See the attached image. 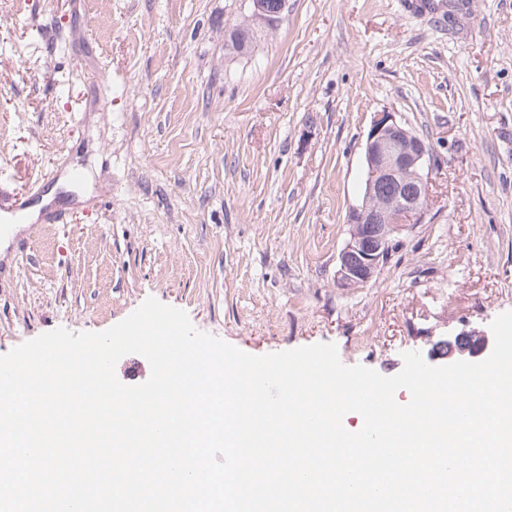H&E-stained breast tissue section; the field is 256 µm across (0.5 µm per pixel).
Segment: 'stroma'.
I'll return each mask as SVG.
<instances>
[{
	"instance_id": "35a3bbf8",
	"label": "stroma",
	"mask_w": 512,
	"mask_h": 512,
	"mask_svg": "<svg viewBox=\"0 0 512 512\" xmlns=\"http://www.w3.org/2000/svg\"><path fill=\"white\" fill-rule=\"evenodd\" d=\"M378 112L429 145V210L347 288ZM17 201L42 216L30 255H0V355L152 296L252 355L333 343L395 375L512 310V0H286L272 25L247 0H0V210Z\"/></svg>"
}]
</instances>
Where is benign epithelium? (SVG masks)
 Instances as JSON below:
<instances>
[{"mask_svg":"<svg viewBox=\"0 0 512 512\" xmlns=\"http://www.w3.org/2000/svg\"><path fill=\"white\" fill-rule=\"evenodd\" d=\"M252 17L270 23L284 11L267 0H250ZM363 197L349 210L350 238L339 253L338 281L361 287L374 277L389 257L395 236L421 222L428 211L430 150L391 112H379L365 142ZM448 346V363L477 357L489 347L485 335L460 332L439 342Z\"/></svg>","mask_w":512,"mask_h":512,"instance_id":"obj_1","label":"benign epithelium"}]
</instances>
